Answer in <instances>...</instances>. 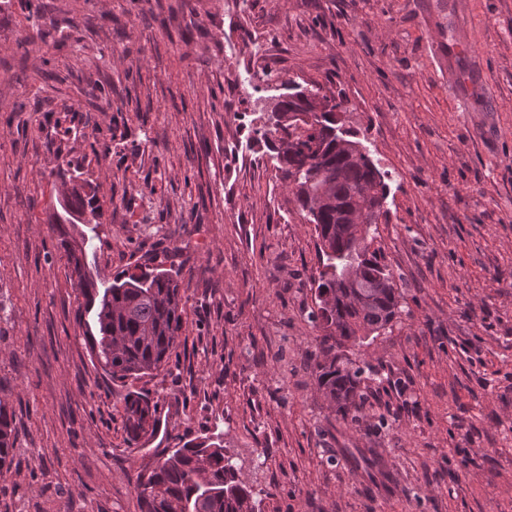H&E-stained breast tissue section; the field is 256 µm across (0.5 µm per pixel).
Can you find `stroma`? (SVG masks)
<instances>
[{"label":"stroma","instance_id":"obj_1","mask_svg":"<svg viewBox=\"0 0 512 512\" xmlns=\"http://www.w3.org/2000/svg\"><path fill=\"white\" fill-rule=\"evenodd\" d=\"M48 2L61 32L24 57L28 0L0 6V512H140L137 473L199 436L258 512H512V0ZM437 30L472 53L439 61ZM288 81L343 98L389 176L371 246L402 313L340 349L367 367L353 420L309 367L315 229L255 135ZM66 165L102 205L71 230L93 274L180 275L152 374L91 352L46 222ZM132 394L157 419L135 443ZM15 417L7 404L0 400V470L12 463L16 443Z\"/></svg>","mask_w":512,"mask_h":512}]
</instances>
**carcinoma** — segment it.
Returning a JSON list of instances; mask_svg holds the SVG:
<instances>
[{
  "mask_svg": "<svg viewBox=\"0 0 512 512\" xmlns=\"http://www.w3.org/2000/svg\"><path fill=\"white\" fill-rule=\"evenodd\" d=\"M31 37L45 40L55 23L41 6L29 8ZM344 101L334 98L321 112L305 100L282 102L283 116L300 114L302 126L290 132L289 125H276L268 134L275 138L276 160L284 180L292 185L301 211L315 225L322 270L315 289L317 310L313 321L323 329L320 353L311 368L318 389L347 418L361 407L359 388L364 369L333 354L344 341L364 340L386 329L399 313L400 293L395 276L370 247H352L351 225L344 223L347 211L366 210V221L376 224L382 213L365 195L374 177H379L382 197L388 184L369 155H354L336 145L329 130L336 126V113ZM69 192L57 199L47 223L57 233L67 256L72 286L79 289L88 309L96 308L99 336L89 337L92 353L101 369L112 379L140 377L168 363L183 329L180 279L161 268L136 266L112 279L98 291L88 271L86 242L76 239L68 224H97L100 205L85 192L81 174L66 175ZM354 263L359 268L357 287L336 290L337 273ZM127 432L131 440L155 426L150 402L130 395L126 401ZM16 443L15 417L0 400V470L12 463ZM136 486L141 512H257L249 487L240 482L232 460L221 443L209 438L190 440L172 453L158 458L150 471L137 474Z\"/></svg>",
  "mask_w": 512,
  "mask_h": 512,
  "instance_id": "cac0c4a2",
  "label": "carcinoma"
}]
</instances>
